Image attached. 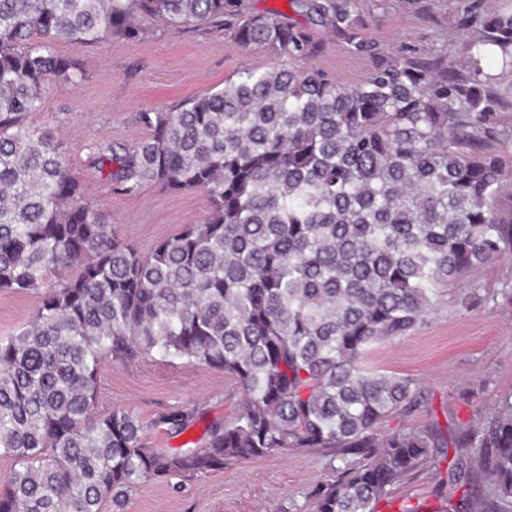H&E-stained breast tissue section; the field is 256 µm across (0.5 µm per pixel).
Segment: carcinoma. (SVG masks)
I'll list each match as a JSON object with an SVG mask.
<instances>
[{"label":"carcinoma","instance_id":"carcinoma-1","mask_svg":"<svg viewBox=\"0 0 512 512\" xmlns=\"http://www.w3.org/2000/svg\"><path fill=\"white\" fill-rule=\"evenodd\" d=\"M375 65L343 83L314 63L309 28L242 0H0V291L34 294L32 322L0 341V512H124L154 478L328 451L310 512H379L391 488L448 462L431 512H512V391L467 422L385 429L424 402L419 383L367 364L421 327L448 285L512 254V3L462 9L465 65L360 32L361 0H289ZM221 29L280 60L169 110L141 112L128 148L85 145L119 192H200L206 217L142 255L89 202L72 158L28 123L82 77L64 42L139 40L148 23ZM512 304V289L480 294ZM160 357L232 378L242 402L195 446L150 448L133 411L95 412L99 368ZM197 406L158 416L181 435ZM453 456H448L449 449ZM340 460L343 466L334 465Z\"/></svg>","mask_w":512,"mask_h":512}]
</instances>
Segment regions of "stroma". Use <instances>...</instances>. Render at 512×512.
<instances>
[{
	"label": "stroma",
	"instance_id": "35a3bbf8",
	"mask_svg": "<svg viewBox=\"0 0 512 512\" xmlns=\"http://www.w3.org/2000/svg\"><path fill=\"white\" fill-rule=\"evenodd\" d=\"M463 6V0H361V32L386 51L403 46L424 55L444 50L454 64L463 58L468 38L455 24ZM311 31L322 44L317 66L340 81L359 80L372 68L371 59L350 57L329 28L315 25ZM56 51L81 64L85 78L51 93L27 120L54 131L63 151L74 159L85 142L96 138L134 146L146 136L139 113L172 108L223 87L236 73L273 61L263 50L240 47L219 29L173 31L158 24L140 40L117 38L101 47L69 42ZM76 170L115 238L141 253L205 217V201L198 193L147 186L123 194L94 170L81 164ZM475 283L490 293L511 288L512 255L450 285L423 326L401 340L377 345L368 358L375 369L421 384L427 401L412 412L410 423H425L433 415L466 420L512 390V305L462 308L461 298ZM35 306V295L0 292V341L29 323ZM241 399L231 378L202 365L153 358L109 361L99 370L96 412L131 409L145 426L148 446L175 450L198 440L204 428L198 425L174 437L157 425L158 415L196 405L207 418H221ZM327 460L323 451L275 453L228 464L192 481L149 480L129 491L125 512H281L292 504L308 512L309 496L323 480ZM439 491L447 494L451 487L444 467L432 463L396 484L392 496L429 502Z\"/></svg>",
	"mask_w": 512,
	"mask_h": 512
}]
</instances>
